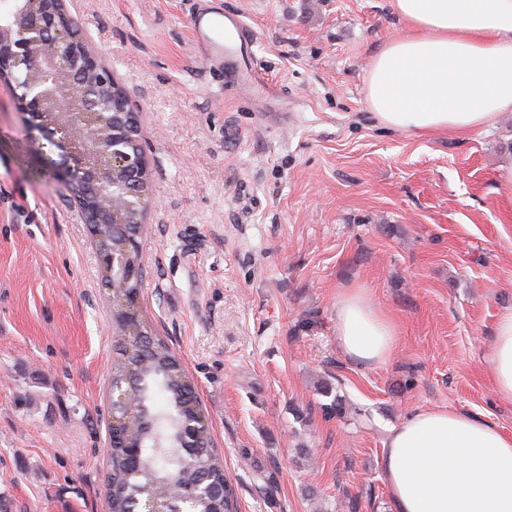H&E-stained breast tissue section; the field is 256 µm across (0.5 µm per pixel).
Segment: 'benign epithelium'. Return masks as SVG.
I'll use <instances>...</instances> for the list:
<instances>
[{"label":"benign epithelium","mask_w":512,"mask_h":512,"mask_svg":"<svg viewBox=\"0 0 512 512\" xmlns=\"http://www.w3.org/2000/svg\"><path fill=\"white\" fill-rule=\"evenodd\" d=\"M72 20L65 0H16L8 24L0 22V80L12 65L26 78L12 84L18 108L29 115L33 132L59 151L50 163L53 175L69 185L74 206L96 237L95 225L109 213L123 210L147 214L148 190L129 191L126 183L143 180L147 159L130 152L125 137L115 133L112 86L117 77L91 43H73L67 30ZM87 180L108 190L107 204L89 214L80 197Z\"/></svg>","instance_id":"obj_1"}]
</instances>
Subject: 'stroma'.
Segmentation results:
<instances>
[{"mask_svg": "<svg viewBox=\"0 0 512 512\" xmlns=\"http://www.w3.org/2000/svg\"><path fill=\"white\" fill-rule=\"evenodd\" d=\"M256 37L270 93L208 69L192 0H73L148 141L142 311L197 385L239 512H393L389 432L424 408L512 434L488 363L512 308V115L464 135L380 124L367 65L406 31L390 0H218ZM57 151L0 82V512H104L117 334ZM364 289L391 357L342 351ZM336 323L340 347L359 363L385 361L396 342L393 321L358 288H350L340 296Z\"/></svg>", "mask_w": 512, "mask_h": 512, "instance_id": "stroma-1", "label": "stroma"}]
</instances>
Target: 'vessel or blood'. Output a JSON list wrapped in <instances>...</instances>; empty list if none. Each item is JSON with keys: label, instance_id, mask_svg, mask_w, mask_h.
Listing matches in <instances>:
<instances>
[{"label": "vessel or blood", "instance_id": "obj_1", "mask_svg": "<svg viewBox=\"0 0 512 512\" xmlns=\"http://www.w3.org/2000/svg\"><path fill=\"white\" fill-rule=\"evenodd\" d=\"M188 23L206 65L223 69L226 82L245 86L252 95L268 92L269 85L253 61L255 39L238 15L213 0H197Z\"/></svg>", "mask_w": 512, "mask_h": 512}]
</instances>
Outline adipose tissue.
Wrapping results in <instances>:
<instances>
[{
  "label": "adipose tissue",
  "mask_w": 512,
  "mask_h": 512,
  "mask_svg": "<svg viewBox=\"0 0 512 512\" xmlns=\"http://www.w3.org/2000/svg\"><path fill=\"white\" fill-rule=\"evenodd\" d=\"M404 35L367 68L365 101L385 126L418 135L466 133L512 112V0H391ZM336 333L359 363L385 361L393 321L352 288L338 301ZM499 395L512 398V309L489 353ZM382 471L395 512H512V435L455 410L418 411L394 427Z\"/></svg>",
  "instance_id": "ef3b65f1"
}]
</instances>
